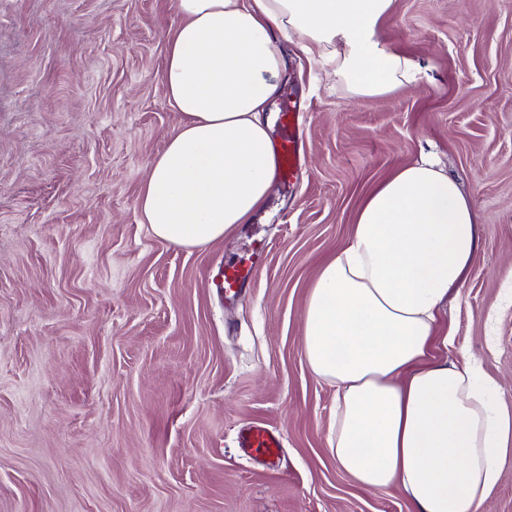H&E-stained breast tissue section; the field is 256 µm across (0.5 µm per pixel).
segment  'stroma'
<instances>
[{
  "instance_id": "1",
  "label": "stroma",
  "mask_w": 512,
  "mask_h": 512,
  "mask_svg": "<svg viewBox=\"0 0 512 512\" xmlns=\"http://www.w3.org/2000/svg\"><path fill=\"white\" fill-rule=\"evenodd\" d=\"M174 0H0V512H411L332 459L336 388L309 370L303 309L365 196L434 154L479 250L437 324L512 410V0H394L378 39L423 81L355 98L291 52L302 168L234 234L156 238L137 207L181 122L163 84ZM263 266L213 284L250 236ZM260 423L276 464L237 446ZM265 255V243L262 240H254L250 248L241 256L224 261L215 283V288H223L224 300L236 299L242 290L250 285Z\"/></svg>"
}]
</instances>
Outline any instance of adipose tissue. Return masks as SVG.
<instances>
[{
    "label": "adipose tissue",
    "mask_w": 512,
    "mask_h": 512,
    "mask_svg": "<svg viewBox=\"0 0 512 512\" xmlns=\"http://www.w3.org/2000/svg\"><path fill=\"white\" fill-rule=\"evenodd\" d=\"M164 85L182 122L151 162L137 206L174 247L210 244L249 223L276 179L263 114L287 46L330 63L354 97L421 80V66L377 37L394 0H175ZM478 251L474 212L429 156L363 201L324 262L303 311L312 373L336 387L328 441L361 487L414 512H479L512 446V411L478 362L437 357L449 292Z\"/></svg>",
    "instance_id": "adipose-tissue-1"
}]
</instances>
